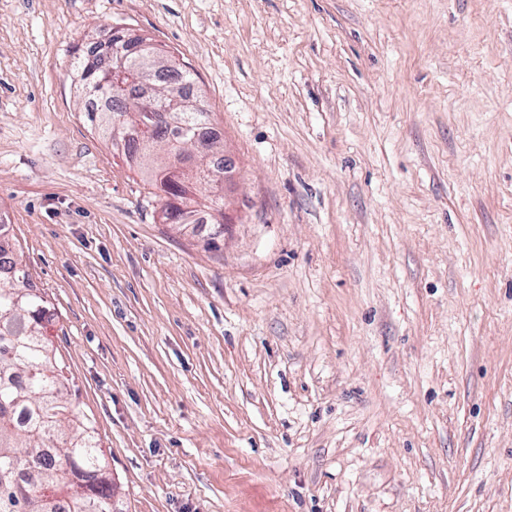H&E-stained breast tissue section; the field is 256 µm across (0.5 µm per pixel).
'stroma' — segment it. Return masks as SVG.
<instances>
[{
  "label": "stroma",
  "instance_id": "obj_1",
  "mask_svg": "<svg viewBox=\"0 0 512 512\" xmlns=\"http://www.w3.org/2000/svg\"><path fill=\"white\" fill-rule=\"evenodd\" d=\"M191 71L231 224L165 221L72 63ZM117 512H512V0H0V224ZM150 46L151 44L142 39L117 30L113 34L112 43L105 46L104 55L109 58L111 63L108 66H103L98 59H93L86 65L89 67L91 76H102V83L112 84L116 76L131 73L133 82L148 92V90H152L151 81L153 79V72L145 64L152 56V53L147 51ZM77 64L78 70L81 71L83 84H88L89 89L92 90L93 77L88 76L86 65L80 58H78Z\"/></svg>",
  "mask_w": 512,
  "mask_h": 512
}]
</instances>
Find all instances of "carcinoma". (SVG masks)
Segmentation results:
<instances>
[{
  "label": "carcinoma",
  "instance_id": "1",
  "mask_svg": "<svg viewBox=\"0 0 512 512\" xmlns=\"http://www.w3.org/2000/svg\"><path fill=\"white\" fill-rule=\"evenodd\" d=\"M158 74L165 84L151 106L170 107L178 92L190 96L193 77L177 66L161 48H156ZM84 98L101 102V108L86 113L88 121L101 135L112 139L119 117H128L143 108L138 88L123 97H113L110 90L98 89ZM168 118L184 127L183 136L170 151L200 138L206 115L195 112H169ZM215 140L205 141L196 156L193 179L181 180L170 191L171 180L164 171L149 163L152 141L132 139L125 153L136 165L151 175L152 185L182 200L199 186L224 201L217 181L224 167L212 164ZM192 212L178 204L165 203L164 218L185 224ZM0 233V512H112V483L90 487L78 484L73 476L92 475L104 468V454L88 422L72 414L64 400L68 384L62 360L45 333L43 320L46 300L29 287L30 274L17 255L4 244ZM24 415L20 424L14 412Z\"/></svg>",
  "mask_w": 512,
  "mask_h": 512
}]
</instances>
